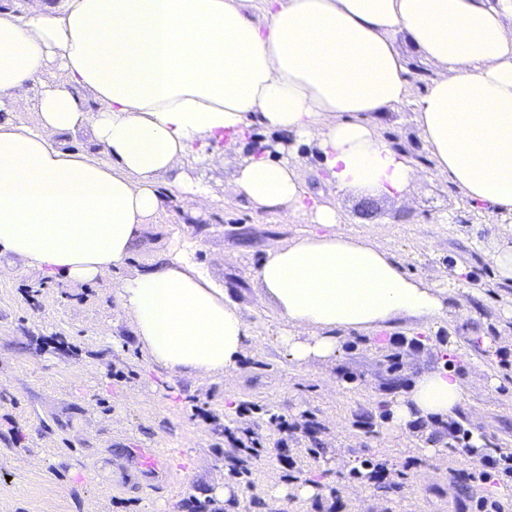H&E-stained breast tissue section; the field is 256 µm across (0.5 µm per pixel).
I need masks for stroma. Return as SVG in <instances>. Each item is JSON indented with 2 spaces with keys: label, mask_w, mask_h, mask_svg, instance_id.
<instances>
[{
  "label": "stroma",
  "mask_w": 512,
  "mask_h": 512,
  "mask_svg": "<svg viewBox=\"0 0 512 512\" xmlns=\"http://www.w3.org/2000/svg\"><path fill=\"white\" fill-rule=\"evenodd\" d=\"M377 127L425 177L401 220L392 198L377 196L378 213L367 218L362 193L335 196L342 229L373 231L408 274L446 290L450 317L425 330L405 319L383 333L343 331L333 361L295 365L277 341L282 324L256 270L267 250L305 231V220L284 223L226 192L239 154L199 158L197 177L222 192L201 214L186 197L166 203L167 238L137 251L130 265L144 268L155 250L198 241L197 262L253 325V345L234 376L171 377L141 353L112 281L61 283L19 265L1 273L0 512H317L316 502L333 499L337 512H472L486 491L467 479L477 457L443 431L415 425L388 439L382 430L394 398L443 362L466 388L455 422L488 452L512 450V368L500 357L512 355V319L504 315L512 282H501L489 260L512 226L484 204L475 207L479 222H456L466 202L435 175L411 105L387 110ZM273 414L314 417L320 453L307 455L299 430L286 455L270 454L252 464L248 480L236 479L224 461L225 427L256 426L274 441ZM134 448L160 458L166 476L156 487L130 457ZM371 457L387 460L389 489L353 477ZM302 481L316 483V498L300 497ZM217 486L230 491L218 505L208 495Z\"/></svg>",
  "instance_id": "35a3bbf8"
}]
</instances>
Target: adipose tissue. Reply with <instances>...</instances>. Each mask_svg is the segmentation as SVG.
Segmentation results:
<instances>
[{"instance_id":"adipose-tissue-1","label":"adipose tissue","mask_w":512,"mask_h":512,"mask_svg":"<svg viewBox=\"0 0 512 512\" xmlns=\"http://www.w3.org/2000/svg\"><path fill=\"white\" fill-rule=\"evenodd\" d=\"M261 2L260 21L246 0H25L0 10V258L67 282L116 278L141 351L172 376L232 374L255 336L192 263V243L129 267L162 231L169 197L203 207L215 196L192 174L204 147L240 148L254 124L277 137L242 157L227 189L253 210L314 225L268 250L256 271L283 324L278 341L304 368L335 357L338 332L428 325L451 308L370 236L342 231L336 207L301 180L298 145L314 147L334 193L407 201L423 173L372 119L410 103L435 173L467 201L512 215V0ZM400 33L439 70L416 98ZM52 68L62 83H43ZM29 93L32 128L12 117ZM88 125L99 154L64 147ZM464 401L461 379L437 366L395 399L384 434L444 423Z\"/></svg>"}]
</instances>
